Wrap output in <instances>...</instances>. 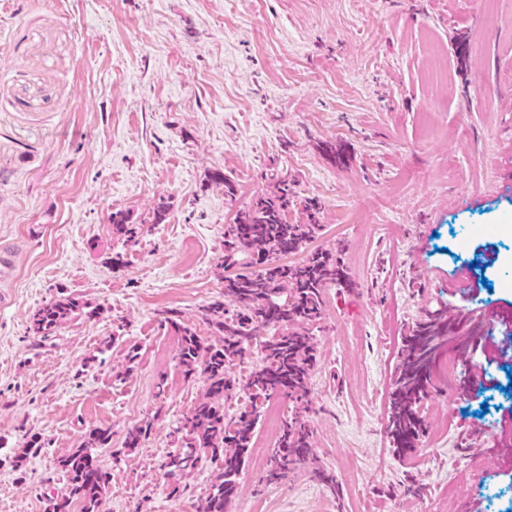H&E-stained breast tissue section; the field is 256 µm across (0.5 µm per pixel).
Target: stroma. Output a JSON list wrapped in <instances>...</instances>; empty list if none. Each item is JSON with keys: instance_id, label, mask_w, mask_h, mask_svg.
Here are the masks:
<instances>
[{"instance_id": "stroma-1", "label": "stroma", "mask_w": 512, "mask_h": 512, "mask_svg": "<svg viewBox=\"0 0 512 512\" xmlns=\"http://www.w3.org/2000/svg\"><path fill=\"white\" fill-rule=\"evenodd\" d=\"M283 180L289 222L316 200L308 249L337 253L352 285L310 327L311 460L266 483L283 420L262 415L226 512H512V356L487 367L448 339L415 453L386 428L417 321L494 312L497 346L512 318V0H0V512L64 495L59 462L94 427L112 432L96 512H198L218 465L174 497L162 464L206 385L163 319L216 341L224 227ZM116 211L143 233L113 234ZM463 271L474 299L454 294ZM61 292L81 314L32 335ZM33 436L44 448L14 468Z\"/></svg>"}]
</instances>
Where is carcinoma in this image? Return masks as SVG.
Returning a JSON list of instances; mask_svg holds the SVG:
<instances>
[{
	"label": "carcinoma",
	"mask_w": 512,
	"mask_h": 512,
	"mask_svg": "<svg viewBox=\"0 0 512 512\" xmlns=\"http://www.w3.org/2000/svg\"><path fill=\"white\" fill-rule=\"evenodd\" d=\"M292 205L293 190L283 180L275 193L259 199L224 229V263L250 259L261 268L224 278V299L204 308L205 320L220 336L218 342L207 343L193 327L171 321L181 336L178 359L184 376L202 377L206 390L176 430L179 451L168 456L162 467L170 475H185L204 459L219 464L220 472L200 512H225L237 491L265 403L280 394L297 401L307 396L315 364L308 326L322 316L325 288L348 285L340 261L330 252H317L294 264L273 259L300 251L321 233L315 202L304 205L305 219L296 224L288 223ZM141 231L142 225L130 223L126 214H112V232L118 236L134 239ZM280 292L288 293L287 303L273 301ZM80 310L79 303L62 292L32 314L29 331L41 338L51 336ZM482 333L481 325L457 313L419 322L404 338L388 406V430L400 457L410 456L417 448L424 428L422 402L443 338L456 336L463 345ZM255 345L260 348L261 363L246 377H237L234 367ZM238 391L247 395V401L229 417L225 403ZM110 439V429L93 428L80 447L61 460L67 493L49 499L46 512H70L75 501L83 504V512H94L111 480V474L97 465L94 450L107 446ZM312 448V434L296 411L283 422L266 482L286 477L292 466L309 459Z\"/></svg>",
	"instance_id": "carcinoma-1"
}]
</instances>
